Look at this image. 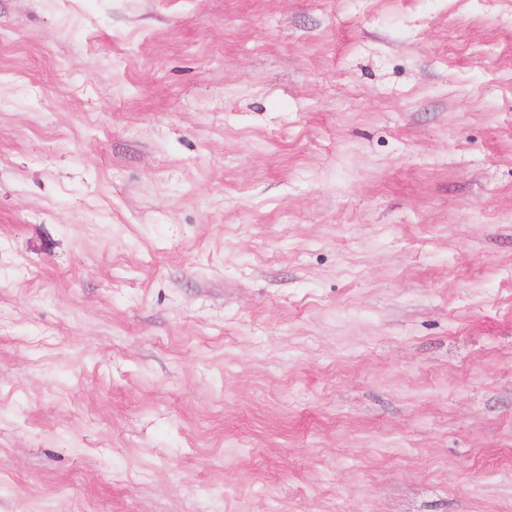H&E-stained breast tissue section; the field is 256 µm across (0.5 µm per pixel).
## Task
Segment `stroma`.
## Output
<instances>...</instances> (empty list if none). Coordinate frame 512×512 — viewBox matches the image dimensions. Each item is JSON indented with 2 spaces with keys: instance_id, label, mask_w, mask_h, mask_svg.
<instances>
[{
  "instance_id": "obj_1",
  "label": "stroma",
  "mask_w": 512,
  "mask_h": 512,
  "mask_svg": "<svg viewBox=\"0 0 512 512\" xmlns=\"http://www.w3.org/2000/svg\"><path fill=\"white\" fill-rule=\"evenodd\" d=\"M0 512H512V0H0Z\"/></svg>"
}]
</instances>
